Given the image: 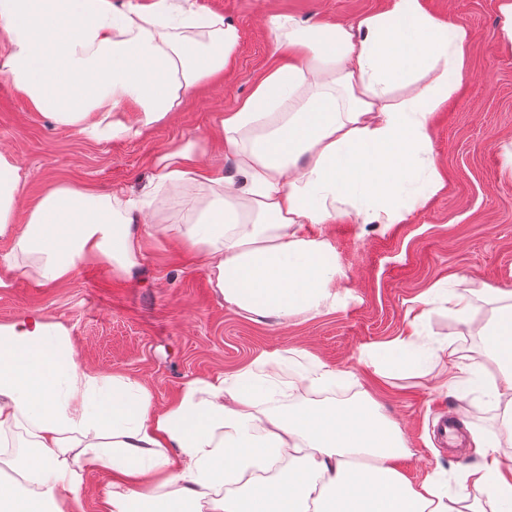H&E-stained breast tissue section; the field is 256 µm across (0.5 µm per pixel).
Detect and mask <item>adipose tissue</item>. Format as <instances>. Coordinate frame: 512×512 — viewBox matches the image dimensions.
Here are the masks:
<instances>
[{
    "label": "adipose tissue",
    "mask_w": 512,
    "mask_h": 512,
    "mask_svg": "<svg viewBox=\"0 0 512 512\" xmlns=\"http://www.w3.org/2000/svg\"><path fill=\"white\" fill-rule=\"evenodd\" d=\"M268 24L273 53L288 61L221 116L233 170L201 166L191 142L157 162V188L197 189L180 223H147L139 199L69 184L14 223L21 175L1 152L0 238L11 248L0 255V291L19 275L55 284L94 263L129 276L164 238L194 251L216 294L249 317L285 321L335 305L336 254L310 225L398 224L415 209L405 182L425 170L426 195L442 188L430 120L463 82L472 33L422 0H390L353 24L285 14ZM238 39L223 17L176 0L124 11L111 0H0V66L16 91L92 139L136 138L167 121L223 71ZM416 83L417 95L392 101ZM129 101L137 118L117 119ZM489 294L503 303L480 328L499 358L489 389L512 419V290ZM290 365L296 391L336 385L335 369L277 351L230 376L186 381L160 407L145 384L85 368L69 328L42 312L0 322V465L12 472L0 477V512H84L91 473L111 476L100 512H462L474 494L512 503V467L483 436L472 438L481 462L459 472L453 498L436 478L404 476V434L368 395L268 409Z\"/></svg>",
    "instance_id": "1"
}]
</instances>
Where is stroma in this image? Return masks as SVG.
<instances>
[{"label": "stroma", "instance_id": "35a3bbf8", "mask_svg": "<svg viewBox=\"0 0 512 512\" xmlns=\"http://www.w3.org/2000/svg\"><path fill=\"white\" fill-rule=\"evenodd\" d=\"M200 14L219 15L239 40L223 73L187 95L179 112L136 139L92 140L35 111L0 68V151L11 154L25 178L14 215L28 211L55 184L77 185L121 198L149 190L159 157L175 143L198 144L205 165L230 166L215 135L219 114L246 98L273 63L272 13L311 22L354 23L386 9L388 0H191ZM438 20L472 32L462 87L438 112L429 135L443 188L399 224H318L314 230L336 252V307L288 321L254 320L222 300L202 261L181 242L150 248L132 276L88 265L55 285L20 276L0 292V322L33 309L68 326L80 363L145 383L156 405L168 404L193 378L231 375L266 354L297 351L336 369L335 399L369 393L403 431L410 455L406 477L421 483L440 476L457 494L459 466L478 462L472 435L498 443L512 465V434L505 404L486 394L452 388L469 367L487 377L497 364L490 339L475 325L497 307L487 287L512 289V48L501 39L499 0H423ZM464 278L473 327L451 313L448 288ZM438 289L418 327L409 310L421 294ZM417 329L425 363L384 374L377 362L385 346ZM454 416L463 438L441 448L432 426Z\"/></svg>", "mask_w": 512, "mask_h": 512}]
</instances>
